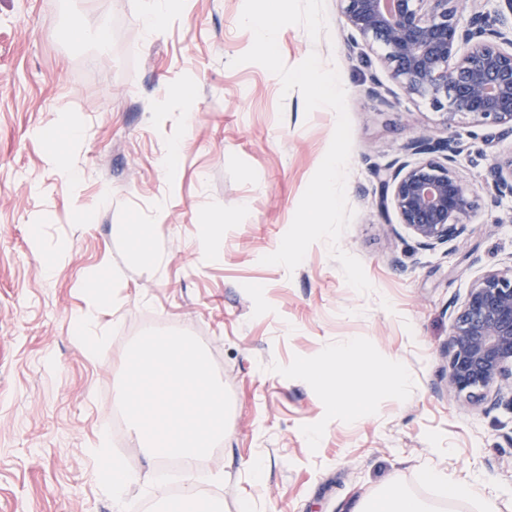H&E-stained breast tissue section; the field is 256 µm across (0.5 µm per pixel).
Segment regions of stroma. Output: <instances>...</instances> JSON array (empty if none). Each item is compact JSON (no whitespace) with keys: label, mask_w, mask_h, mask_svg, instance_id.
<instances>
[{"label":"stroma","mask_w":512,"mask_h":512,"mask_svg":"<svg viewBox=\"0 0 512 512\" xmlns=\"http://www.w3.org/2000/svg\"><path fill=\"white\" fill-rule=\"evenodd\" d=\"M243 2L177 0L152 34V0H0V512H114L99 476L107 459L91 447L119 411L126 349L146 320L195 335L231 396L208 467L177 475L193 487L186 505L353 512L394 480L430 512H482L479 499L449 502L429 479L440 471L478 481L512 512V407L466 402L447 382L455 311L482 275L512 272V196L492 198L489 179L512 158V136L487 141L469 119L405 94L380 61L349 51L340 2L325 0L318 41L289 25L277 44L287 66L314 51L340 75L354 216L339 247L372 290L348 286L324 241L294 271L262 264L336 115L306 112L260 65L233 66L253 43ZM183 85L192 107L176 94ZM419 129L464 144L455 171L477 195L465 235L432 249L395 210L379 213L375 194L376 171L416 163L405 146ZM57 152L70 171L49 164ZM121 224L141 226L145 245L114 234ZM209 224L221 231L204 255ZM94 288L106 303L91 305ZM90 309L109 359L78 337ZM348 343L358 365H334ZM313 363L345 386L309 382ZM129 444L139 482L125 512H170L161 457Z\"/></svg>","instance_id":"obj_1"}]
</instances>
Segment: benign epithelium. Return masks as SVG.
<instances>
[{
    "label": "benign epithelium",
    "mask_w": 512,
    "mask_h": 512,
    "mask_svg": "<svg viewBox=\"0 0 512 512\" xmlns=\"http://www.w3.org/2000/svg\"><path fill=\"white\" fill-rule=\"evenodd\" d=\"M469 0H340L348 43L361 58L377 45L390 77L407 94L448 117L462 115L512 135V0L494 13ZM508 48H503V45ZM429 159L394 163L378 182L380 208L393 207L419 244L464 236L475 191L454 173L463 152L423 130L406 146ZM494 196L512 195V161L489 170ZM448 388L471 402L493 397L512 405V275L488 273L468 291L448 338Z\"/></svg>",
    "instance_id": "obj_1"
}]
</instances>
